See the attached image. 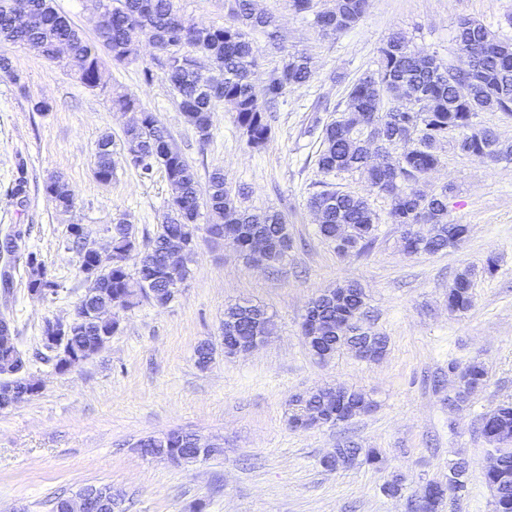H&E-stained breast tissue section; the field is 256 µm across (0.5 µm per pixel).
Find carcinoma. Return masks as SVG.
Wrapping results in <instances>:
<instances>
[{
  "mask_svg": "<svg viewBox=\"0 0 512 512\" xmlns=\"http://www.w3.org/2000/svg\"><path fill=\"white\" fill-rule=\"evenodd\" d=\"M104 6L103 31L94 41L86 39L74 24L53 6V0H28L34 22L27 28L15 26L12 0H0V41L27 47L49 61L58 60L59 46L66 45L76 67L77 80L88 88L98 85L102 55L115 66L137 60L141 40L148 39L158 55L143 68L144 81H154L155 70L179 101L186 122L200 142L211 138V112L222 103L232 112L247 144L260 150L272 135L271 121L279 99L289 88H297L312 78L309 58L299 52L287 53L279 79L256 87L253 76L259 67V50L251 34L259 31L273 45L280 40L276 17L255 10L252 0H234L228 20L222 26L199 27L179 13L175 0H98ZM368 0H336L334 26L324 31L337 35L355 27L364 17ZM456 42L464 66L447 68L429 55L409 49L405 37L392 34L379 50L377 69L357 79L348 88L347 105L336 120L325 125L317 165L326 176L344 173L365 174L371 187L389 202V215L400 231V242L410 254H437L465 241L469 225L448 219L450 188L427 193L419 188L424 177L437 168L441 156L437 146L451 140L462 154L493 162L512 157V145H502L493 131L477 125L475 118L484 111L512 116V42L502 41L482 23L463 18ZM211 60L212 69L202 70L199 58ZM112 108L140 113L139 122L127 127L121 144L104 133L97 141L93 175L100 183L112 182L115 156L150 175L162 168L173 188L168 202L170 217L161 231L140 248L133 225L119 218L113 224L112 243L134 260L133 267L116 263L102 266L96 283L99 293L95 314L71 326L67 347L74 354L91 355L101 336L120 330V313L144 299L157 307L168 306L170 269L168 255L182 243L180 278L190 275L196 240L200 230L213 238L229 237V242L247 261L258 260L275 268L285 261L292 248L286 217L278 210L248 209L238 203L228 186L224 171L212 170L201 185L193 166L179 152L168 150L170 134L157 113L142 106L127 93L115 92ZM376 136L379 161L367 157L366 142ZM120 149H115V146ZM46 196L55 206H74L68 184L59 177L44 184ZM311 210L320 213L318 233L331 243L340 257L366 253L376 241L378 224L369 203L356 195L323 189L308 199ZM220 218L216 224L200 227L201 208ZM427 225L429 233L419 229ZM269 242V251L257 258L252 253L256 237ZM67 249L78 255L77 269L93 260L83 253L84 243L69 230ZM474 270H461L448 287V310L466 312L473 305ZM26 288H49L58 294L59 284L37 258L28 265ZM365 294L355 282L311 298L306 313L317 323L319 359L326 361L345 348L360 357L375 360L386 349L385 337L367 325ZM273 320L267 312L248 302L224 310V335L258 336L272 333ZM448 373L456 386L448 395L455 406L467 404L487 378L479 362L464 367L448 363ZM288 424L294 430H307V414L318 407L325 420L334 421L347 410L351 419L368 413L373 402L361 391L338 386L306 394L301 401L288 403ZM481 433L500 447L494 449L498 463L486 473L494 493V512H512V402L496 406L483 419ZM152 453L159 458L186 457L193 463L194 448L172 430L147 438ZM363 459L378 462L372 449L342 445L324 465L335 469ZM468 462L462 458L448 465V493H440L430 506L441 512L445 496L457 500L467 492Z\"/></svg>",
  "mask_w": 512,
  "mask_h": 512,
  "instance_id": "obj_1",
  "label": "carcinoma"
}]
</instances>
